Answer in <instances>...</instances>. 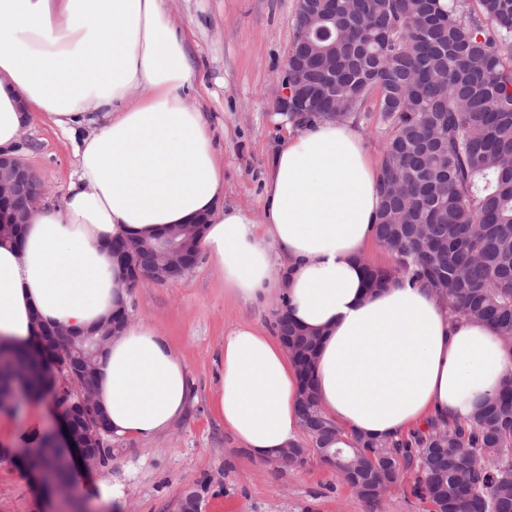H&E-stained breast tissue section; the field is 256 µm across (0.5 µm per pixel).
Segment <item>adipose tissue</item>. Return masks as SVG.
<instances>
[{
	"label": "adipose tissue",
	"mask_w": 512,
	"mask_h": 512,
	"mask_svg": "<svg viewBox=\"0 0 512 512\" xmlns=\"http://www.w3.org/2000/svg\"><path fill=\"white\" fill-rule=\"evenodd\" d=\"M195 80L167 0H0V151H14L36 112L77 158L61 206L37 208L18 237L0 239V338L31 350L41 328L83 335L125 312L113 243L198 222L197 250L225 291L256 305L286 296L289 316L318 336L315 394L341 443L402 437L437 415L467 418L512 380V353L492 326L450 322L424 286L394 279L367 290L379 172L353 121L290 134L259 224L224 205L221 149L187 101ZM97 387L116 440L157 438L191 398L185 363L149 323H124L112 337ZM298 395L278 337L253 325L225 334L215 409L250 456L298 442Z\"/></svg>",
	"instance_id": "1"
}]
</instances>
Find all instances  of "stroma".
Here are the masks:
<instances>
[{"label":"stroma","mask_w":512,"mask_h":512,"mask_svg":"<svg viewBox=\"0 0 512 512\" xmlns=\"http://www.w3.org/2000/svg\"><path fill=\"white\" fill-rule=\"evenodd\" d=\"M296 0H168L172 19L188 33L197 79L191 104L206 115L224 149V203L265 218L269 164L292 124L280 110L282 80L293 37ZM23 159L45 188L44 204L61 202L74 169L73 147L40 114L23 126ZM280 296L250 305L225 294L206 258L175 281H145L129 291L132 322L156 325L183 357L192 397L182 419L154 440L112 443V458L89 471L71 470L75 496L47 501L19 461L0 459V512H113L93 502L95 482L119 485L122 512H173L184 490L207 480L205 512H429L411 488L414 472L369 510L336 470L310 457L298 470L257 461L225 431L215 411L224 373V334L240 323L273 331ZM56 406L20 397L0 410V444L32 425L57 427Z\"/></svg>","instance_id":"stroma-1"}]
</instances>
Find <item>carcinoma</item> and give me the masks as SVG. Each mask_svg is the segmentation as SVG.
I'll use <instances>...</instances> for the list:
<instances>
[{"instance_id":"1","label":"carcinoma","mask_w":512,"mask_h":512,"mask_svg":"<svg viewBox=\"0 0 512 512\" xmlns=\"http://www.w3.org/2000/svg\"><path fill=\"white\" fill-rule=\"evenodd\" d=\"M477 2L333 0L311 32L294 25L288 55L309 40L305 82L334 94L322 104L338 122L379 94L390 135L375 238L394 264L369 278L446 289L451 319L489 323L512 352V0ZM2 351L29 361L28 393L64 399L31 352L0 340ZM302 420L300 464L334 452L337 427L311 385ZM409 470L433 512H512V384L464 420L430 419L399 442L360 438L336 456L344 481L366 478L357 492L373 509Z\"/></svg>"}]
</instances>
